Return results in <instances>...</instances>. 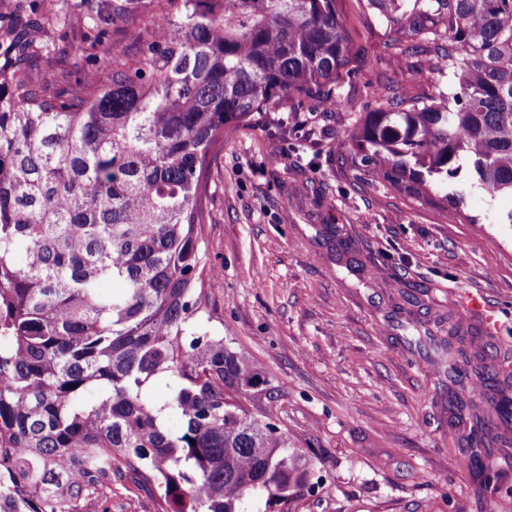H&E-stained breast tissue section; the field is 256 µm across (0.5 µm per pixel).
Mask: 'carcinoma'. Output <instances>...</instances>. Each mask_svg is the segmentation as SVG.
I'll return each instance as SVG.
<instances>
[{"label":"carcinoma","mask_w":512,"mask_h":512,"mask_svg":"<svg viewBox=\"0 0 512 512\" xmlns=\"http://www.w3.org/2000/svg\"><path fill=\"white\" fill-rule=\"evenodd\" d=\"M138 2L102 18L137 51L96 39L103 62L69 97L53 71L31 74L35 42L0 26V489L17 490L0 512H110L125 473L155 489V512H294L323 487L315 457L249 410L275 390L250 353L199 327L203 193L224 136L349 102L352 38L336 0H153L141 25ZM357 3L398 65L419 56L450 86L371 88L340 142L355 178L463 220L468 185L512 197V0ZM508 359L447 346L450 404L472 418L457 452L490 493L509 471L484 440L512 398L482 407L465 382L511 378Z\"/></svg>","instance_id":"cac0c4a2"}]
</instances>
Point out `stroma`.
Returning <instances> with one entry per match:
<instances>
[{"mask_svg":"<svg viewBox=\"0 0 512 512\" xmlns=\"http://www.w3.org/2000/svg\"><path fill=\"white\" fill-rule=\"evenodd\" d=\"M338 3L355 28L350 106L268 113L214 157L200 251L222 285L207 295L208 328L250 352L280 390L274 413L317 455L329 489L299 512H512L477 496L475 465L455 451L468 420L449 416L435 363L455 324L488 358L512 353V199L470 187L460 222L355 179L339 143L367 103L364 85L418 94L434 79L395 65L377 22ZM37 36L70 52L65 66L34 63L58 71L59 95L102 63L82 13ZM415 333L423 345L411 350L402 339Z\"/></svg>","mask_w":512,"mask_h":512,"instance_id":"obj_1","label":"stroma"}]
</instances>
